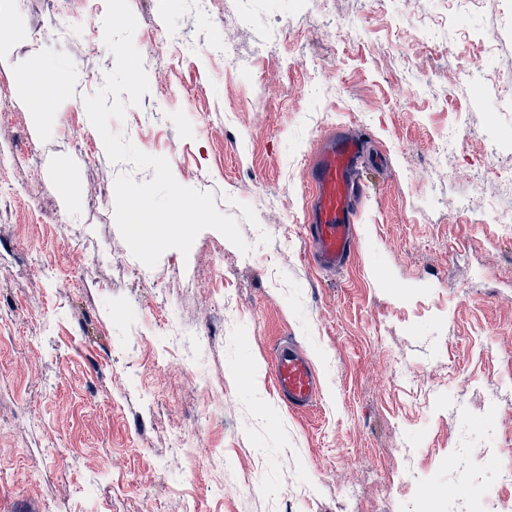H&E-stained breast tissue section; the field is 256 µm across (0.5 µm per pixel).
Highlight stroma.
Instances as JSON below:
<instances>
[{
  "label": "stroma",
  "instance_id": "obj_1",
  "mask_svg": "<svg viewBox=\"0 0 512 512\" xmlns=\"http://www.w3.org/2000/svg\"><path fill=\"white\" fill-rule=\"evenodd\" d=\"M149 90L111 121L175 180L210 191L254 244L206 229L189 254L136 259L85 100L112 70L106 0H31L0 55V512H484L512 503V0H129ZM248 14L249 24L239 21ZM288 35L269 55L267 32ZM447 28L445 41L422 32ZM230 45L228 57L211 43ZM480 62L483 78L467 76ZM74 74L56 112L19 85ZM362 134L356 241L343 272L310 261L308 169ZM455 150L437 164L441 136ZM96 202L66 204V186ZM473 200L474 211L458 208ZM271 235L258 246L260 232ZM182 335L167 343L168 325ZM292 338L321 381L277 398ZM249 376H241V368ZM196 436L189 458L171 438ZM454 487V498L443 497ZM55 77L53 68L49 65L31 70L24 81V86L31 89L41 88L36 98H32L39 112H52L56 107V94H54ZM271 377L279 399L292 411H305L320 398L318 372L302 348L292 341L277 346Z\"/></svg>",
  "mask_w": 512,
  "mask_h": 512
}]
</instances>
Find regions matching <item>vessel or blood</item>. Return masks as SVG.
Masks as SVG:
<instances>
[{
  "instance_id": "obj_1",
  "label": "vessel or blood",
  "mask_w": 512,
  "mask_h": 512,
  "mask_svg": "<svg viewBox=\"0 0 512 512\" xmlns=\"http://www.w3.org/2000/svg\"><path fill=\"white\" fill-rule=\"evenodd\" d=\"M365 146L359 135L340 132L327 139L312 160V192L305 216L312 258L324 272L342 269L355 243V218L363 186L359 170ZM279 399L293 411L313 407L321 392L319 375L302 348L293 342L279 344L271 369Z\"/></svg>"
}]
</instances>
